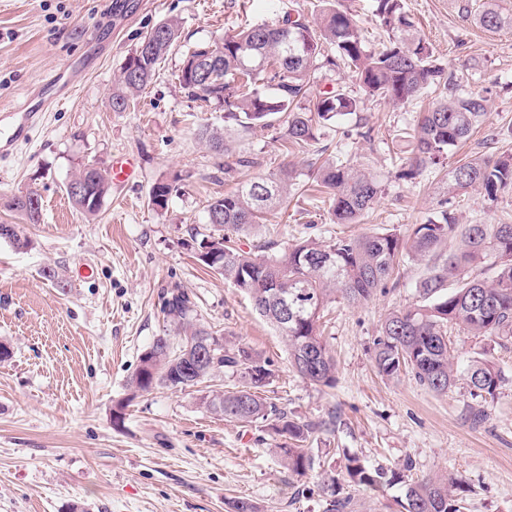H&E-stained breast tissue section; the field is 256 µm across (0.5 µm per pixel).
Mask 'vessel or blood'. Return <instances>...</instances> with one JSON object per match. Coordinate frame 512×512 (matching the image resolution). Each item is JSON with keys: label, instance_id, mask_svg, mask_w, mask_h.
<instances>
[{"label": "vessel or blood", "instance_id": "obj_1", "mask_svg": "<svg viewBox=\"0 0 512 512\" xmlns=\"http://www.w3.org/2000/svg\"><path fill=\"white\" fill-rule=\"evenodd\" d=\"M71 77L56 75L33 91L20 106L12 110L14 119L11 139L0 143V153L10 154L16 142L27 140L31 131L39 124L44 112L58 106L65 98V90L71 89Z\"/></svg>", "mask_w": 512, "mask_h": 512}]
</instances>
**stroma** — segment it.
<instances>
[{"mask_svg": "<svg viewBox=\"0 0 512 512\" xmlns=\"http://www.w3.org/2000/svg\"><path fill=\"white\" fill-rule=\"evenodd\" d=\"M461 0H405L406 11L439 63L464 89L485 96L488 113L473 135L449 154H512V28L489 31L458 11ZM317 0H137L125 19L112 0H0V141L12 132L5 109L54 73L76 78L67 102L47 113L30 143L0 158V224L16 214L5 203L34 188L41 220L25 227L23 249L0 242V512H231L246 499L259 512H323L322 478L342 474L347 456L402 472L379 489L342 484L355 512H398L409 483L453 478L468 512H512V341L453 334L460 364L490 360L503 380L469 419L465 382L438 394L411 375L382 376L372 358L384 318L413 300L419 265L400 267L396 285L358 306L339 302L324 317L336 360V385L320 388L293 372L278 332L256 314L244 293L196 258L195 234H207L205 210L237 182L293 163L297 178L282 210L268 214L240 245L254 254L282 250L312 237L393 228L406 232L448 201L465 224H512V194L491 202L476 191L454 198L442 172L397 180L407 155L398 130L411 127L434 103L422 94L406 104L365 95L351 74L321 70L312 93L342 85L359 98L358 117L321 129L307 150L285 148V120L249 131L224 124V114L187 96L178 74L196 43L219 41L248 22L281 24L285 15H312ZM180 19L182 40L162 60L134 110L111 111L112 82L127 56L157 23ZM223 129L234 151L258 166L225 175L199 140L203 125ZM369 129V138L356 134ZM133 161V181L113 185L99 213L70 203L65 184L79 166L111 170L118 156ZM350 160L377 175L383 192L358 224H331L309 163ZM177 179L165 210L148 203L152 184ZM51 268L58 282L47 280ZM179 286L206 324L227 340L248 343L269 358L276 377L267 397L307 421L335 416L329 434L315 435L316 459L305 476L291 474L273 454L267 430L224 421L200 403L232 387L220 371L195 387H159L130 395L126 382L166 323L163 289ZM124 403L122 421L113 410Z\"/></svg>", "mask_w": 512, "mask_h": 512, "instance_id": "stroma-1", "label": "stroma"}]
</instances>
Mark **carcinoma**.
I'll list each match as a JSON object with an SVG mask.
<instances>
[{
	"label": "carcinoma",
	"mask_w": 512,
	"mask_h": 512,
	"mask_svg": "<svg viewBox=\"0 0 512 512\" xmlns=\"http://www.w3.org/2000/svg\"><path fill=\"white\" fill-rule=\"evenodd\" d=\"M375 2L376 22L387 35L377 49L366 44L351 13L321 4L311 21L289 15L279 27L255 23L221 42L196 44L183 61L179 83L189 97L224 111V121L244 130L265 127L273 116L285 115L281 138L300 148L315 141L318 130L360 109V101L340 88L323 91L312 106H302L320 69L338 73L349 68L366 94L396 104L431 91L436 102L405 133L409 157L396 172V178L412 180L443 163L472 135L487 115L486 99L465 91L446 73L415 30L404 0ZM477 20L487 30L512 28V14L504 13L498 0H483ZM180 37L181 22L173 18L144 36L114 78L112 111H130ZM198 135L220 158L217 167L224 174L258 165L255 157L231 152L218 129L205 125ZM76 176L84 179L85 197L70 201L83 214H97L96 201L104 200L111 188L108 174L82 167ZM295 178L296 172L285 164L276 173L241 181L214 198L206 210L214 221L203 239L214 240L218 257L197 260L248 296L256 313L282 337L297 374L315 385L333 387L336 361L319 324L325 309L338 300L352 306L371 300L386 289L396 268L412 262L423 266L424 273L415 282V300L389 313L380 325L373 342L379 373L392 379L410 373L436 393H446L464 380L472 397L494 395L499 370L486 359L459 365L448 332L457 328L473 336L512 338V224H462L442 205L407 235L384 228L328 245L306 239L270 255L236 246L234 236L249 232L278 209ZM316 180L333 224L360 223L382 194L376 176L340 159L318 166ZM446 190H477L490 201L512 192V154L459 161L449 172ZM23 197L14 194L6 201L23 221L7 239L17 249L28 245L23 225L39 223L42 212L28 207ZM450 238L458 239L451 253L446 250ZM163 296L162 312L179 340L168 333L155 337L129 377L128 388L134 393L156 387L185 390L227 368L239 375L238 382L211 391L201 404L227 422L261 423L284 438L276 451L288 471L304 475L313 469L314 458L304 443L315 433L333 431L335 420L303 421L267 401L261 392L273 382L270 360L244 343L217 336L197 319L195 303L178 286L166 289ZM396 476L349 456L343 479L379 488ZM338 485L334 476L323 481L324 512H353L351 498L339 496ZM399 506L400 512H464L465 499L454 482L436 476L408 484Z\"/></svg>",
	"instance_id": "carcinoma-1"
}]
</instances>
